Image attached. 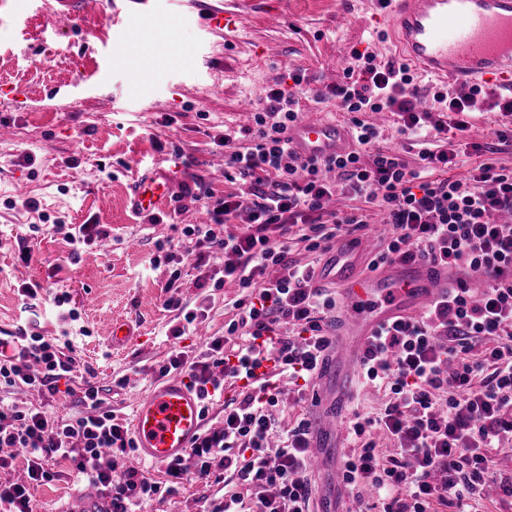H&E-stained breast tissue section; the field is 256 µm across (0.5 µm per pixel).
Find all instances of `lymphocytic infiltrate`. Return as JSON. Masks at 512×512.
I'll list each match as a JSON object with an SVG mask.
<instances>
[{
    "mask_svg": "<svg viewBox=\"0 0 512 512\" xmlns=\"http://www.w3.org/2000/svg\"><path fill=\"white\" fill-rule=\"evenodd\" d=\"M352 57L343 81L315 94L316 101H335L350 113L355 147L349 154L302 161L289 151L283 133L299 116L303 81L295 73L290 87L260 98L248 144H235L228 132L218 138L225 180L251 179L248 190L217 196L198 184L181 188V199L194 204L206 197L213 204L211 223L186 225L179 249L200 267L223 252L222 274L211 285L238 290L223 335L197 350L173 349L158 368L162 377L187 374L207 405L223 394L226 381L241 385L224 405L222 426L203 431L190 450L197 480L227 475L236 482L210 512H311L309 425L299 422L279 436L274 412L280 391L272 375L311 384L334 346L326 318L337 307L336 291L317 284L315 263L289 261L286 236L301 226L306 251L322 254L342 235L365 228L361 215L327 210L339 189L375 204L391 229L386 251L371 268L423 260L464 265L486 279L481 299L472 300L466 283L458 282L423 317L397 320L364 347V381L386 385L391 397L377 416L349 421L354 449L342 464L349 497L358 502L363 490L372 491L378 512H434L438 505L464 512L494 483L501 501L512 502V477L498 481L493 473L494 449L512 445V223L502 219L512 213V170L486 163L464 179L424 178L458 165L469 147L463 137L468 118L479 103L508 118L512 95L481 86L463 98L438 92L433 108L421 111L406 63H380L367 51ZM365 112L392 113L410 144L431 140V147L419 146L418 167L376 150L381 130L362 120ZM331 172L336 181L328 180ZM243 210L250 219L246 230L229 231L228 221ZM274 267L282 276L268 277ZM284 321L296 327L295 335L278 334ZM76 371L58 338L26 328L0 336L2 386L35 388L51 398ZM79 401L84 414L59 422L25 402L0 399V470L25 459L24 479L0 481L6 512H35L33 490L54 479L53 461L72 462L98 489L94 512H140L160 494L161 482L130 466L134 438L104 409L98 388L85 383ZM379 434L393 445L392 455H381ZM106 449L113 457L104 467Z\"/></svg>",
    "mask_w": 512,
    "mask_h": 512,
    "instance_id": "1",
    "label": "lymphocytic infiltrate"
}]
</instances>
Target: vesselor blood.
<instances>
[{"instance_id":"obj_1","label":"vessel or blood","mask_w":512,"mask_h":512,"mask_svg":"<svg viewBox=\"0 0 512 512\" xmlns=\"http://www.w3.org/2000/svg\"><path fill=\"white\" fill-rule=\"evenodd\" d=\"M384 7L400 55L418 73L462 91L479 81L512 90V0H386ZM286 137L302 160L339 156L353 146L345 123L320 116L290 124ZM172 195L173 185L162 171L147 172L131 184V211L140 217L161 215ZM357 255V249L337 246L320 270L323 281L340 289L339 336L368 339L381 325L428 309L454 284L447 268L418 262H396L364 275L357 270ZM359 365V357L340 345L321 372L322 387L336 389V408L316 424L319 446L344 434L345 407ZM131 423L136 460L161 465L185 457L201 434L202 400L173 374L135 402Z\"/></svg>"}]
</instances>
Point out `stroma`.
Returning a JSON list of instances; mask_svg holds the SVG:
<instances>
[{
	"label": "stroma",
	"instance_id": "stroma-1",
	"mask_svg": "<svg viewBox=\"0 0 512 512\" xmlns=\"http://www.w3.org/2000/svg\"><path fill=\"white\" fill-rule=\"evenodd\" d=\"M85 0H0V336L28 326L46 336H69L80 367L91 368L106 407L129 422L134 402L156 382L171 347L166 338L176 311L166 309L168 284L182 302L206 301L207 315L181 345L198 347L224 333L232 317L224 293L197 287L222 269L223 258L197 267L193 258L167 259L158 242L181 237L186 224H206L203 204L170 205L162 223L136 217L125 205L136 175L159 168L175 186L197 182L216 194L239 192L224 179V152L212 142L216 128L240 131L238 114L256 104L288 72H300L303 111L342 121L335 101H313V90L342 81L353 49L378 60L393 58L370 0H101L91 13ZM237 21L207 25L211 10ZM498 112L481 106L470 118L469 138L482 144L453 169L463 178L485 162L512 168V143L491 135ZM36 208H28L27 200ZM39 225L31 233L30 225ZM95 224L103 235L73 254L69 232ZM30 261H23L24 253ZM39 283L40 299L20 294ZM66 295L77 321L64 322L53 298ZM133 332L112 348V320ZM72 393L46 398L21 391L30 405L58 420L82 411ZM60 476L34 490L37 512H72L80 477L67 463ZM317 512H346L352 501L330 469L312 472ZM223 483L188 479L174 493L156 496L144 512H207Z\"/></svg>",
	"mask_w": 512,
	"mask_h": 512
}]
</instances>
